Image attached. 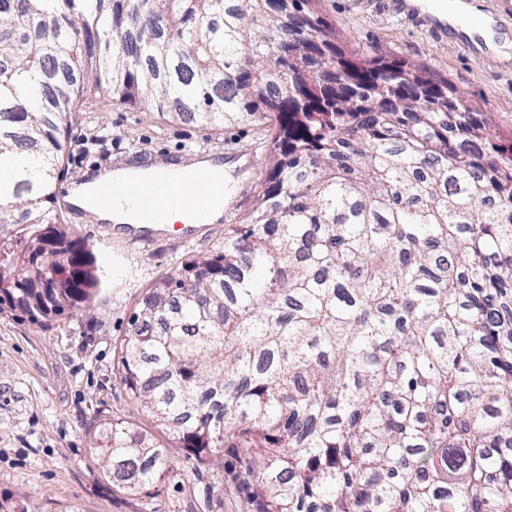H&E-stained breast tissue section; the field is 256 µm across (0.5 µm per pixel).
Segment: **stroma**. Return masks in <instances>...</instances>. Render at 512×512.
I'll list each match as a JSON object with an SVG mask.
<instances>
[{"instance_id":"35a3bbf8","label":"stroma","mask_w":512,"mask_h":512,"mask_svg":"<svg viewBox=\"0 0 512 512\" xmlns=\"http://www.w3.org/2000/svg\"><path fill=\"white\" fill-rule=\"evenodd\" d=\"M318 10L349 49L420 65L447 80L469 103L495 115L497 132H512V58L462 41L427 17L415 0H318ZM64 143L57 188L96 171L163 163L201 153L223 156L232 180L222 221L198 237L172 234L143 244L113 235L93 216L65 215L75 238L101 271L94 298L52 324L0 313V497L29 512H254L241 464L226 454L220 466L194 473L174 440L165 446L175 471L153 498L122 494L93 462L86 429L102 413L129 418L136 410L113 370L115 353L152 283L188 253L223 237L253 200L268 167L270 120L243 118L221 130L164 121L147 106L113 104L85 89Z\"/></svg>"}]
</instances>
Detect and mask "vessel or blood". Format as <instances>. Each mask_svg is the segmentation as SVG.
I'll list each match as a JSON object with an SVG mask.
<instances>
[{
  "mask_svg": "<svg viewBox=\"0 0 512 512\" xmlns=\"http://www.w3.org/2000/svg\"><path fill=\"white\" fill-rule=\"evenodd\" d=\"M224 184L213 178L206 168L185 164L177 181L162 176L139 178L135 176H110L100 179L82 198L85 213L97 215L115 206L116 202L127 201L146 217L147 227L122 226L124 237L134 242L148 243L156 238L152 226L161 222L165 210L181 206L195 217L194 225L184 227V236L195 235L201 224L207 223L213 211L223 208Z\"/></svg>",
  "mask_w": 512,
  "mask_h": 512,
  "instance_id": "obj_1",
  "label": "vessel or blood"
}]
</instances>
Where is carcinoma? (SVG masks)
<instances>
[{
  "mask_svg": "<svg viewBox=\"0 0 512 512\" xmlns=\"http://www.w3.org/2000/svg\"><path fill=\"white\" fill-rule=\"evenodd\" d=\"M316 2L0 0V311L48 325L99 284L54 211L86 83L209 129L272 113L254 206L131 318L138 414L197 472L241 452L256 512H512V138L424 69L347 53ZM89 427L117 491L168 478L136 420Z\"/></svg>",
  "mask_w": 512,
  "mask_h": 512,
  "instance_id": "obj_1",
  "label": "carcinoma"
}]
</instances>
